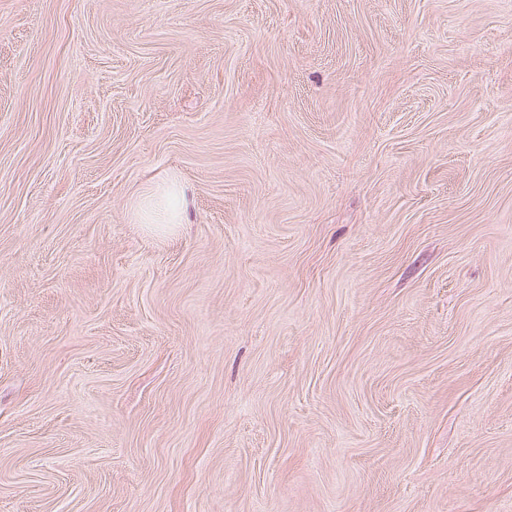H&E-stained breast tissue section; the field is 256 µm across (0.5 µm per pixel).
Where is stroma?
Listing matches in <instances>:
<instances>
[{
	"label": "stroma",
	"instance_id": "1",
	"mask_svg": "<svg viewBox=\"0 0 512 512\" xmlns=\"http://www.w3.org/2000/svg\"><path fill=\"white\" fill-rule=\"evenodd\" d=\"M0 512H512V0H0ZM164 200L173 202L172 206L166 211L165 219L161 221H148L146 224H180L186 207V197L183 188L175 181L166 182L156 186L145 196L142 201L141 208L145 212L154 205L160 208L164 204ZM145 210V211H144Z\"/></svg>",
	"mask_w": 512,
	"mask_h": 512
}]
</instances>
